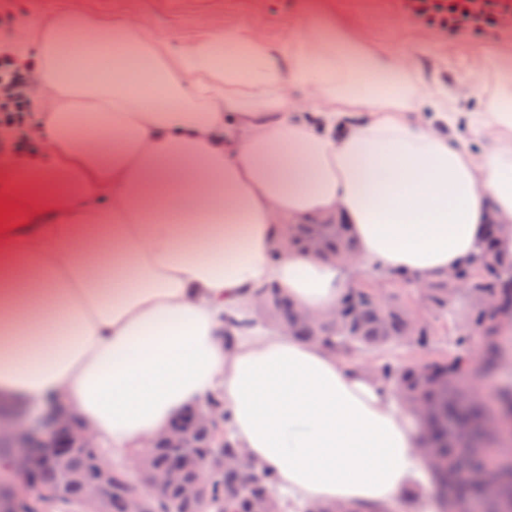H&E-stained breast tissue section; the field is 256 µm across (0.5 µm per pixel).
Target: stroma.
<instances>
[{
    "mask_svg": "<svg viewBox=\"0 0 512 512\" xmlns=\"http://www.w3.org/2000/svg\"><path fill=\"white\" fill-rule=\"evenodd\" d=\"M63 9H79L109 20L134 16L170 40L173 48L201 39L212 30L249 26L270 40L322 10L351 19L357 30L392 53L412 57L426 76L448 89L480 77L495 57L512 52V22L494 34L458 35L413 17L402 0H0V31L25 35L29 25Z\"/></svg>",
    "mask_w": 512,
    "mask_h": 512,
    "instance_id": "1",
    "label": "stroma"
}]
</instances>
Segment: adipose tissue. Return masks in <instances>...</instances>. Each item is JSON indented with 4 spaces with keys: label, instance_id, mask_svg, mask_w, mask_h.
<instances>
[{
    "label": "adipose tissue",
    "instance_id": "1",
    "mask_svg": "<svg viewBox=\"0 0 512 512\" xmlns=\"http://www.w3.org/2000/svg\"><path fill=\"white\" fill-rule=\"evenodd\" d=\"M0 51L37 78L35 138L12 130L0 165V397L57 405L124 456L217 393L280 492L386 505L423 481L412 415L358 364L285 332L226 349L224 313L268 284L336 308L339 262L273 251L314 217L343 216L363 268L466 263L489 211L512 218V56L462 88L477 151L445 133L460 94L317 14L285 47L242 27L176 50L142 20L63 11Z\"/></svg>",
    "mask_w": 512,
    "mask_h": 512
}]
</instances>
